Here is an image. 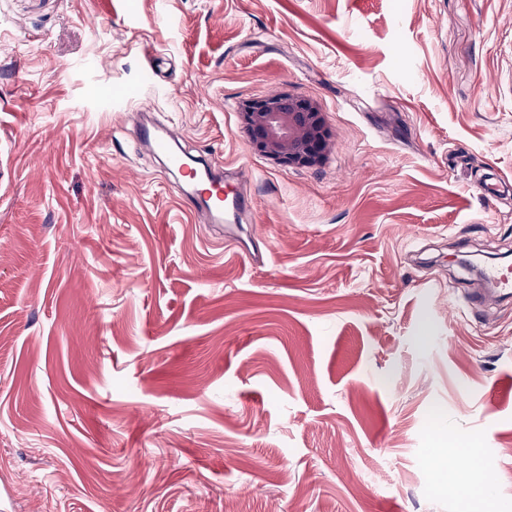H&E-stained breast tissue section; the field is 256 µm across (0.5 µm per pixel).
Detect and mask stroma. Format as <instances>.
<instances>
[{
    "label": "stroma",
    "mask_w": 512,
    "mask_h": 512,
    "mask_svg": "<svg viewBox=\"0 0 512 512\" xmlns=\"http://www.w3.org/2000/svg\"><path fill=\"white\" fill-rule=\"evenodd\" d=\"M331 131L275 164L240 101ZM254 197L199 224L135 112ZM512 0H0V512H512ZM467 470L437 469V449ZM241 127L261 155L279 165L317 167L326 160L331 134L319 104L289 92L243 100ZM483 280L491 288L486 289L485 295L482 293L473 294L470 297L472 303H483L484 301H494L500 297H510L512 295V268L507 267H488L481 272Z\"/></svg>",
    "instance_id": "obj_1"
}]
</instances>
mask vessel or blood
I'll return each mask as SVG.
<instances>
[{
	"label": "vessel or blood",
	"mask_w": 512,
	"mask_h": 512,
	"mask_svg": "<svg viewBox=\"0 0 512 512\" xmlns=\"http://www.w3.org/2000/svg\"><path fill=\"white\" fill-rule=\"evenodd\" d=\"M136 136L141 143L168 157L172 168L178 171L189 188L190 196L195 201L194 209L203 215L205 223L235 224L251 213L250 196L238 190H225L223 174L219 169L174 152L173 146L180 139L176 130L146 122L140 125ZM481 276L488 289L486 293L471 295V302H490L512 295L511 267H488Z\"/></svg>",
	"instance_id": "1"
}]
</instances>
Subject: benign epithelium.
Returning a JSON list of instances; mask_svg holds the SVG:
<instances>
[{"mask_svg": "<svg viewBox=\"0 0 512 512\" xmlns=\"http://www.w3.org/2000/svg\"><path fill=\"white\" fill-rule=\"evenodd\" d=\"M241 127L261 155L279 165L317 167L326 160L331 134L319 104L289 92L243 100Z\"/></svg>", "mask_w": 512, "mask_h": 512, "instance_id": "1", "label": "benign epithelium"}]
</instances>
